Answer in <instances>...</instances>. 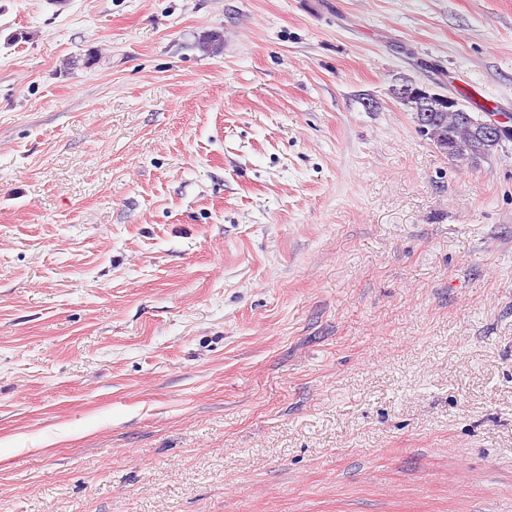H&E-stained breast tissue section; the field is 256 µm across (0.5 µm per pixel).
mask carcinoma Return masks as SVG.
Returning <instances> with one entry per match:
<instances>
[{"label": "carcinoma", "instance_id": "carcinoma-1", "mask_svg": "<svg viewBox=\"0 0 512 512\" xmlns=\"http://www.w3.org/2000/svg\"><path fill=\"white\" fill-rule=\"evenodd\" d=\"M402 85L418 89V93L404 98L402 104L412 113L422 136L439 152L460 164H469L498 148L494 140L462 121L460 113L448 111L445 94L432 87L421 89L410 80Z\"/></svg>", "mask_w": 512, "mask_h": 512}]
</instances>
